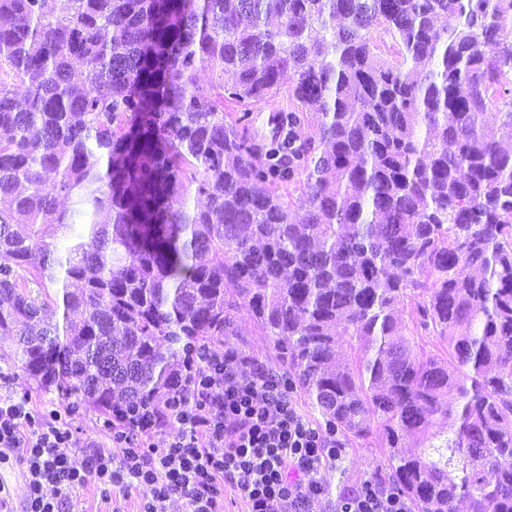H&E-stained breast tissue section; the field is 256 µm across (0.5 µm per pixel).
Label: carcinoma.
<instances>
[{
	"label": "carcinoma",
	"instance_id": "cac0c4a2",
	"mask_svg": "<svg viewBox=\"0 0 512 512\" xmlns=\"http://www.w3.org/2000/svg\"><path fill=\"white\" fill-rule=\"evenodd\" d=\"M504 130L512 0H0L9 359L120 423L246 307L414 512H512Z\"/></svg>",
	"mask_w": 512,
	"mask_h": 512
}]
</instances>
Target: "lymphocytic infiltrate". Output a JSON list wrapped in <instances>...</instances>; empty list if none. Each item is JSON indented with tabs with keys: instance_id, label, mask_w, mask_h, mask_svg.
I'll use <instances>...</instances> for the list:
<instances>
[{
	"instance_id": "1",
	"label": "lymphocytic infiltrate",
	"mask_w": 512,
	"mask_h": 512,
	"mask_svg": "<svg viewBox=\"0 0 512 512\" xmlns=\"http://www.w3.org/2000/svg\"><path fill=\"white\" fill-rule=\"evenodd\" d=\"M188 361L193 369L174 380L167 418L133 405L108 443L79 459L60 411L41 417L28 398L0 396V460L25 467L22 512H64L73 492L92 484L138 490L141 512H170L176 500L185 512H224V484L240 492L246 512H310L326 492L318 471L342 457L335 433L306 416L283 375L257 359L227 349L193 351ZM170 425L178 428L172 439ZM332 512L412 510L393 482L370 478L337 495Z\"/></svg>"
}]
</instances>
